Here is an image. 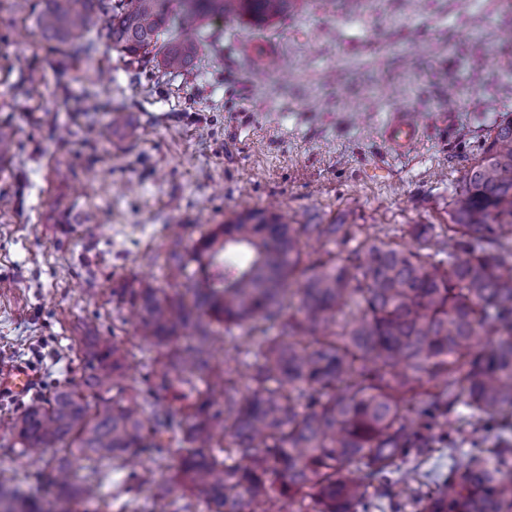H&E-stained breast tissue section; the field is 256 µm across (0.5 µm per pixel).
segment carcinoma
Returning <instances> with one entry per match:
<instances>
[{
  "instance_id": "obj_1",
  "label": "carcinoma",
  "mask_w": 512,
  "mask_h": 512,
  "mask_svg": "<svg viewBox=\"0 0 512 512\" xmlns=\"http://www.w3.org/2000/svg\"><path fill=\"white\" fill-rule=\"evenodd\" d=\"M41 37L66 42L106 16L128 64L168 73L196 56L203 22H260L291 0H42ZM448 229L417 224V247L366 239L305 264L303 241L345 246L348 224H290L261 209L235 214L171 276L200 277L170 294L128 288L138 343L80 337L82 381L7 419L24 449L57 448L52 468L93 463L61 496L106 505L114 464L148 455L135 474L154 486L150 512H371L385 500L418 512H512V120L467 170ZM158 351L146 376L126 374L132 348ZM235 366L214 363L216 353ZM468 446L427 494L416 484L451 412ZM499 429L487 451L488 430ZM0 512H60L0 478Z\"/></svg>"
}]
</instances>
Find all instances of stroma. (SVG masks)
<instances>
[{"label": "stroma", "mask_w": 512, "mask_h": 512, "mask_svg": "<svg viewBox=\"0 0 512 512\" xmlns=\"http://www.w3.org/2000/svg\"><path fill=\"white\" fill-rule=\"evenodd\" d=\"M41 4L0 0V363L33 392L78 382L73 337L134 336L125 288L169 287V225L193 246L246 208L348 224L353 242L412 245L448 231L463 176L512 120V0H293L287 14L209 20L177 74L138 72L102 18L92 62L42 39ZM124 109L108 125L82 98ZM423 134L382 136L395 110ZM53 449L21 453L0 428V470L52 497Z\"/></svg>", "instance_id": "obj_1"}]
</instances>
